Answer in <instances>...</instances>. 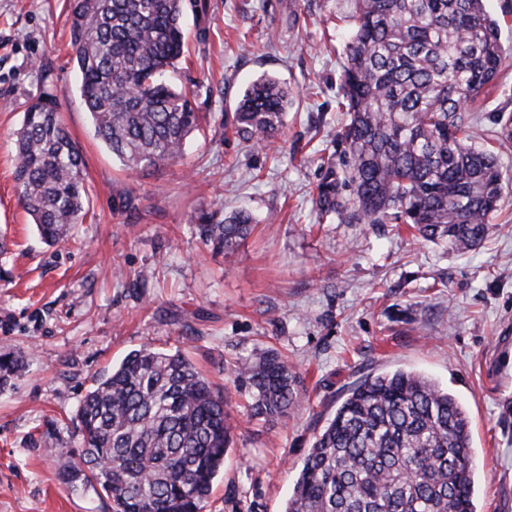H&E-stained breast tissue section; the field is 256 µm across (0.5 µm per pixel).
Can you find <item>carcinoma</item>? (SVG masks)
<instances>
[{
  "instance_id": "carcinoma-1",
  "label": "carcinoma",
  "mask_w": 512,
  "mask_h": 512,
  "mask_svg": "<svg viewBox=\"0 0 512 512\" xmlns=\"http://www.w3.org/2000/svg\"><path fill=\"white\" fill-rule=\"evenodd\" d=\"M78 91L97 138L123 167L145 172L183 157L201 115L178 86L187 49L183 0H70ZM338 108L344 169L324 168L315 204L343 223L405 224L467 252L492 233L502 198L496 156L475 144L461 114L504 60L500 26L484 0H355ZM289 91L265 75L241 96L235 133L266 148L277 139ZM19 198L48 245L84 216V162L44 92L17 133ZM202 242L235 251L255 224L237 211L197 224ZM22 364L0 354V389ZM251 415L284 420L304 394L274 350L242 360L233 379ZM79 476L112 512H203L233 442L230 401L179 349L143 346L95 381L77 413ZM471 428L448 389L396 370L350 389L315 435L284 512H476Z\"/></svg>"
}]
</instances>
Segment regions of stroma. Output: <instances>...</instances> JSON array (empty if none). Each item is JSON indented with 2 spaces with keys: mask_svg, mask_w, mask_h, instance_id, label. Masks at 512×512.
I'll return each mask as SVG.
<instances>
[{
  "mask_svg": "<svg viewBox=\"0 0 512 512\" xmlns=\"http://www.w3.org/2000/svg\"><path fill=\"white\" fill-rule=\"evenodd\" d=\"M505 59L464 118L502 167L496 229L458 254L406 225L340 224L314 196L346 117L337 102L354 0H202L187 14L179 85L205 119L183 159L129 172L99 141L79 96L68 0H0V353L23 370L0 392V512H111L98 486L63 483L62 449L94 379L130 351L181 347L216 387L275 349L306 393L289 419L249 415L232 394L233 442L203 512H284L314 436L366 377L412 370L448 387L472 424L477 512H512V0H486ZM49 81H42V71ZM292 93L276 144L230 124L261 74ZM53 88L79 145L87 214L68 241L39 238L14 179L27 105ZM257 221L230 254L195 232L225 213Z\"/></svg>",
  "mask_w": 512,
  "mask_h": 512,
  "instance_id": "stroma-1",
  "label": "stroma"
}]
</instances>
